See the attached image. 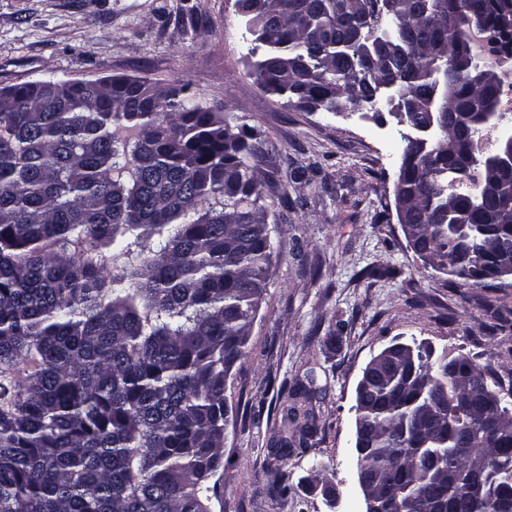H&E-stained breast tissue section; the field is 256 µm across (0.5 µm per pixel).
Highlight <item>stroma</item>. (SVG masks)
<instances>
[{"label":"stroma","mask_w":512,"mask_h":512,"mask_svg":"<svg viewBox=\"0 0 512 512\" xmlns=\"http://www.w3.org/2000/svg\"><path fill=\"white\" fill-rule=\"evenodd\" d=\"M235 0H0V88L41 80L146 78L184 88L263 140L273 276L232 407L211 512H363L354 448L356 387L394 341L512 368V288H459L426 267L397 221L401 126L309 112L262 91L260 53ZM503 326L490 334L495 321ZM317 434L279 462L288 392L305 379ZM283 466L291 490L272 492ZM339 493L328 509L319 489Z\"/></svg>","instance_id":"1"}]
</instances>
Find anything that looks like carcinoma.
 Masks as SVG:
<instances>
[{"label":"carcinoma","instance_id":"cac0c4a2","mask_svg":"<svg viewBox=\"0 0 512 512\" xmlns=\"http://www.w3.org/2000/svg\"><path fill=\"white\" fill-rule=\"evenodd\" d=\"M246 18L265 92L323 112L379 110L389 81L436 113L440 138L403 181L405 223L439 272L490 287L512 256V176L478 147L512 55H462L478 22L497 42L502 0H259ZM56 81L0 101V512H210L231 364L272 276L262 143L168 89ZM459 147L448 150V142ZM409 372L356 394L372 431L357 456L390 477L385 512H512V385L469 357L413 343ZM272 450L316 433L304 385Z\"/></svg>","mask_w":512,"mask_h":512}]
</instances>
